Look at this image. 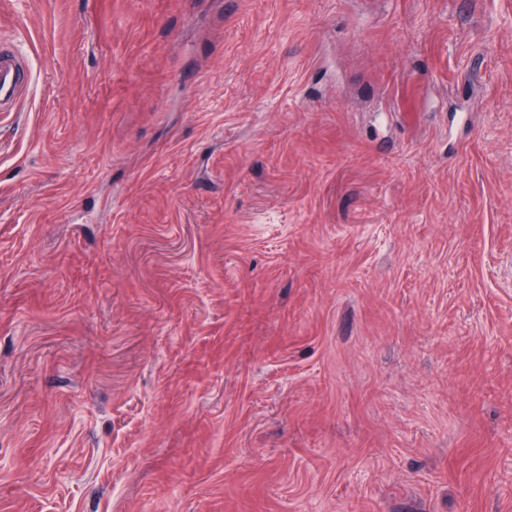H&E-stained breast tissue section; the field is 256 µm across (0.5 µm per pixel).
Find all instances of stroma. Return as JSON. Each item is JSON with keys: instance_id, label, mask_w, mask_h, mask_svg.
<instances>
[{"instance_id": "1", "label": "stroma", "mask_w": 512, "mask_h": 512, "mask_svg": "<svg viewBox=\"0 0 512 512\" xmlns=\"http://www.w3.org/2000/svg\"><path fill=\"white\" fill-rule=\"evenodd\" d=\"M0 37V512H512V0ZM28 86V69L17 49L0 41V112L15 111Z\"/></svg>"}]
</instances>
